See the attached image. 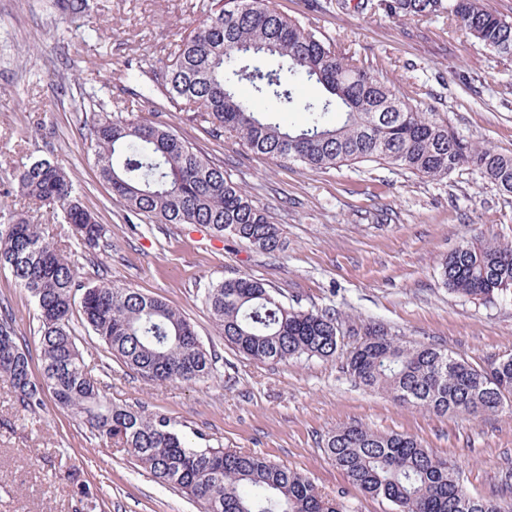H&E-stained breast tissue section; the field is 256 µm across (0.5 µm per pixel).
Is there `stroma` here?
I'll return each instance as SVG.
<instances>
[{
  "label": "stroma",
  "mask_w": 512,
  "mask_h": 512,
  "mask_svg": "<svg viewBox=\"0 0 512 512\" xmlns=\"http://www.w3.org/2000/svg\"><path fill=\"white\" fill-rule=\"evenodd\" d=\"M290 20L313 26L422 112H437L467 140L512 154V61L497 57L442 17L397 20L337 0H272ZM203 0H99L91 14H60L53 0H0V199L50 234L66 225L10 195L14 171L62 160L105 234L97 248L72 245L83 276L161 298L182 312L218 358L211 379L149 381L85 329L80 349L115 401L171 417L200 446L255 452L308 477L346 512H393L390 502L349 483L324 443L359 423L414 437L459 463L471 495L512 498V412L440 417L359 386L345 358L365 325L401 341L457 354L476 368L512 354V297L486 304L449 290L442 259L460 242H512V195L462 167L441 181L376 163L320 169L254 154L236 138L213 140L186 112H151L202 148L283 229L272 255L185 224L129 223L102 181L80 110L88 94L110 96L115 70L145 54L164 57L194 26ZM249 274L288 304L339 317L330 359L258 362L225 344L202 296L210 284ZM0 305L39 355L34 302L0 268ZM98 489L101 512H198L183 493L156 483L129 455L93 437L54 406L19 409L0 379V512H75L74 479Z\"/></svg>",
  "instance_id": "obj_1"
}]
</instances>
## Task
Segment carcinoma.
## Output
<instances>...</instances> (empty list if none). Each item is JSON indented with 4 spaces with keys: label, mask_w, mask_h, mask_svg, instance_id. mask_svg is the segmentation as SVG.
I'll return each mask as SVG.
<instances>
[{
    "label": "carcinoma",
    "mask_w": 512,
    "mask_h": 512,
    "mask_svg": "<svg viewBox=\"0 0 512 512\" xmlns=\"http://www.w3.org/2000/svg\"><path fill=\"white\" fill-rule=\"evenodd\" d=\"M63 14L81 15L89 0H56ZM364 10L395 18L445 16L484 47L512 59V18L482 0H365ZM146 76L160 91L153 99L118 84L119 96L138 110L112 113L97 98L91 147L100 177L128 212L155 224H189L230 237L265 254L282 246V228L224 166L182 139L168 124L139 112H194L214 139L229 134L271 159L321 169L376 162L431 179L463 165L512 194V155L477 146L435 112H419L387 83L336 53L321 34L278 13L271 0L212 3L204 18L174 41L160 68L127 61L123 79ZM251 87V98L239 87ZM317 98L298 93L304 85ZM17 195L68 225L70 237L94 247L103 227L81 203L65 166L37 159L13 174ZM0 267L11 271L39 312L41 368L34 373L27 344L8 307L0 309V377L22 412L36 416L51 396L96 438L124 449L155 480L190 495L201 512H344L310 479L257 453L198 448L170 417L108 397L77 344L74 314L113 356L151 381H201L212 377L216 357L201 344L191 322L163 300L110 280L86 283L66 245L21 214L0 208ZM448 287L493 303L512 295V243L465 241L441 264ZM205 304L224 342L260 362L302 356L328 358L340 336L336 315L295 309L280 293L248 274L220 281ZM350 351L346 370L355 383L400 404L437 416L474 418L512 411V356L478 369L460 356L410 345L381 326ZM348 481L397 512H512V501L473 497L459 467L414 437L379 433L351 424L332 432L324 446ZM80 512H97V489L76 483Z\"/></svg>",
    "instance_id": "obj_1"
}]
</instances>
